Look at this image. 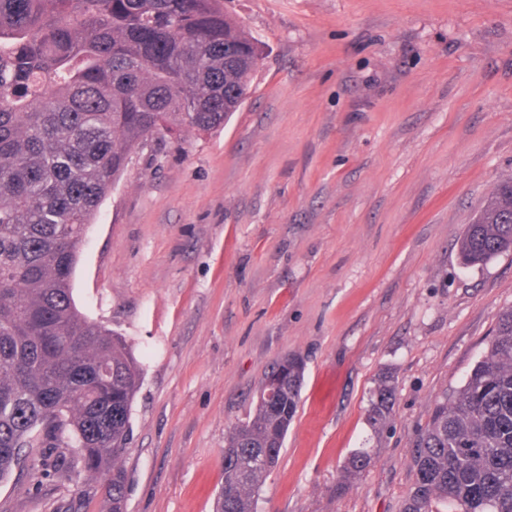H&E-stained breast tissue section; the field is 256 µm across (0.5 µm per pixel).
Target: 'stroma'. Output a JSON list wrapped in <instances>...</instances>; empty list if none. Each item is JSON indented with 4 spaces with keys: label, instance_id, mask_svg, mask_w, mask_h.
<instances>
[{
    "label": "stroma",
    "instance_id": "obj_1",
    "mask_svg": "<svg viewBox=\"0 0 512 512\" xmlns=\"http://www.w3.org/2000/svg\"><path fill=\"white\" fill-rule=\"evenodd\" d=\"M265 45L224 128L134 154L82 247L73 295L142 369L124 512H214L225 439L272 364L306 363L257 512H402L436 399L512 307V253L458 243L512 179V0H224ZM396 396L380 432L371 394ZM358 448L373 462L357 479ZM42 449L0 512H111Z\"/></svg>",
    "mask_w": 512,
    "mask_h": 512
}]
</instances>
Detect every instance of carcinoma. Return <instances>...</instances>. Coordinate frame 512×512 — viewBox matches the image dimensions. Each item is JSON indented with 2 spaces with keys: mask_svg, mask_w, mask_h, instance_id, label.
<instances>
[{
  "mask_svg": "<svg viewBox=\"0 0 512 512\" xmlns=\"http://www.w3.org/2000/svg\"><path fill=\"white\" fill-rule=\"evenodd\" d=\"M259 39L223 0H0V482L27 448H74L124 512L122 455L141 368L125 341L73 297L80 246L130 156L224 126L247 97ZM512 251V181L496 185L467 226L462 263ZM305 361H277L255 411L224 448L216 512H256L278 465ZM394 388L380 383L367 422H388ZM372 463L354 450L356 478ZM403 512H512V307L464 383L435 402L412 457Z\"/></svg>",
  "mask_w": 512,
  "mask_h": 512,
  "instance_id": "cac0c4a2",
  "label": "carcinoma"
}]
</instances>
